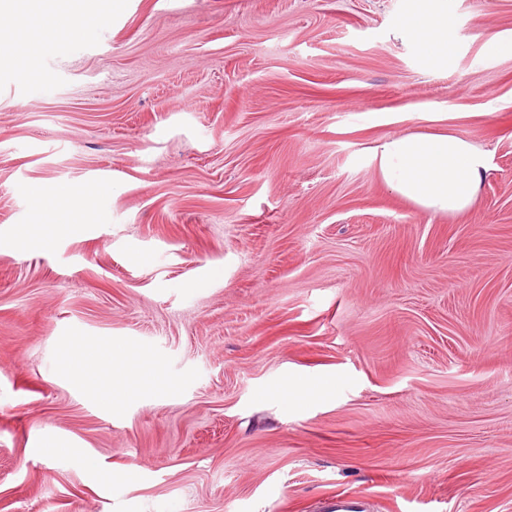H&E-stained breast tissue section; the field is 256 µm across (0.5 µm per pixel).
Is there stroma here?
<instances>
[{"mask_svg": "<svg viewBox=\"0 0 512 512\" xmlns=\"http://www.w3.org/2000/svg\"><path fill=\"white\" fill-rule=\"evenodd\" d=\"M448 3L443 67L405 0H85L0 62V512H512V0ZM435 117L452 216L368 162ZM370 163L390 190L433 215L468 209L490 172L488 152L448 127L389 137Z\"/></svg>", "mask_w": 512, "mask_h": 512, "instance_id": "35a3bbf8", "label": "stroma"}]
</instances>
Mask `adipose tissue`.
<instances>
[{
    "instance_id": "1",
    "label": "adipose tissue",
    "mask_w": 512,
    "mask_h": 512,
    "mask_svg": "<svg viewBox=\"0 0 512 512\" xmlns=\"http://www.w3.org/2000/svg\"><path fill=\"white\" fill-rule=\"evenodd\" d=\"M14 19L11 40L0 44L4 58L21 49L29 62H36L47 39L64 28L59 14L34 22L18 12ZM406 27L430 63L447 64L454 42L448 0H409ZM370 162L384 185L433 215L468 209L490 171L487 151L445 127L389 137L372 148Z\"/></svg>"
}]
</instances>
